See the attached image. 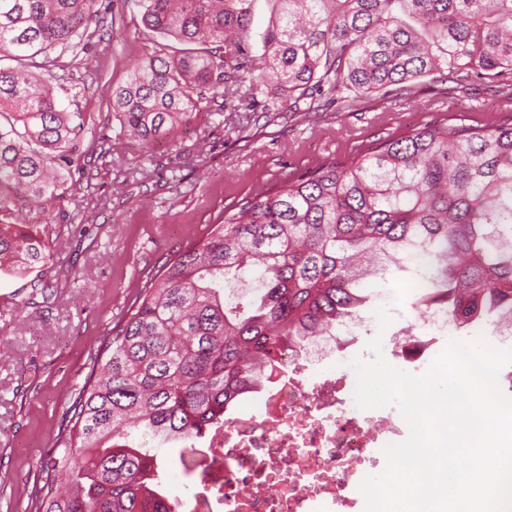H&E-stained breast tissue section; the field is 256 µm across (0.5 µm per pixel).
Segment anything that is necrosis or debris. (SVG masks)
Masks as SVG:
<instances>
[{
	"mask_svg": "<svg viewBox=\"0 0 512 512\" xmlns=\"http://www.w3.org/2000/svg\"><path fill=\"white\" fill-rule=\"evenodd\" d=\"M449 327L438 306L410 322L398 339L403 371H414L428 342ZM335 345L324 336L310 354L285 351L266 375L259 412H238L211 435L216 461L190 487V512H336L349 505L360 466L400 427L380 410L358 408L334 379L307 380L310 365Z\"/></svg>",
	"mask_w": 512,
	"mask_h": 512,
	"instance_id": "obj_1",
	"label": "necrosis or debris"
}]
</instances>
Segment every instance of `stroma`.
<instances>
[{
    "label": "stroma",
    "instance_id": "35a3bbf8",
    "mask_svg": "<svg viewBox=\"0 0 512 512\" xmlns=\"http://www.w3.org/2000/svg\"><path fill=\"white\" fill-rule=\"evenodd\" d=\"M110 10L115 20L102 40L51 63L66 78L55 94L69 111L83 113L82 146L98 157L91 184H75L49 230L54 265L75 268L80 281L63 289L54 306L23 310L28 278L0 274V512H32L33 492L46 480L59 426L90 372L91 355L143 281L167 256L203 236L225 207L267 182L345 158L364 141L423 124L439 111L469 124L494 122L506 99L485 80L452 83L442 94L426 77L406 101L372 96L356 112L332 105L311 118L273 115L241 134L221 116L204 115L174 139L146 148L120 135L108 88L125 79L129 62L152 50L157 37L143 28L134 0H112ZM137 164L149 179L129 177ZM399 260L365 280L371 299L361 312L360 336L336 348L312 378L343 375L348 357L367 352L376 337L387 363L400 364L395 335L417 315L422 291L403 283L410 256ZM382 305L400 311L384 329L374 316Z\"/></svg>",
    "mask_w": 512,
    "mask_h": 512
}]
</instances>
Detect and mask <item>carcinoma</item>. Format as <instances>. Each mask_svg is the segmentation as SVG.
<instances>
[{
	"mask_svg": "<svg viewBox=\"0 0 512 512\" xmlns=\"http://www.w3.org/2000/svg\"><path fill=\"white\" fill-rule=\"evenodd\" d=\"M145 28L175 44L134 59L112 87L120 132L145 147L201 112H318L374 94L406 98L439 76L512 90V0H273L251 30L253 0H137ZM99 0H0V269L51 262L55 210L85 176L83 113L32 71L55 49L103 33ZM418 249L436 265V305L459 324L512 316V110L491 124L446 114L356 154L292 173L224 210L139 288L67 411L34 512H180L157 454L184 455L258 391L285 348L357 318L359 262ZM247 265L263 293L246 308Z\"/></svg>",
	"mask_w": 512,
	"mask_h": 512,
	"instance_id": "1",
	"label": "carcinoma"
}]
</instances>
